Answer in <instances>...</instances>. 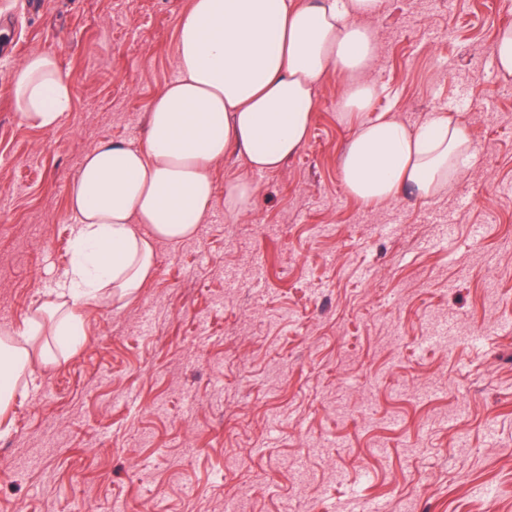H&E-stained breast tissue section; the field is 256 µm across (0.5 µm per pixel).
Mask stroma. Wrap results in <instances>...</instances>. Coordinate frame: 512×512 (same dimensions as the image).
I'll use <instances>...</instances> for the list:
<instances>
[{
	"instance_id": "1",
	"label": "stroma",
	"mask_w": 512,
	"mask_h": 512,
	"mask_svg": "<svg viewBox=\"0 0 512 512\" xmlns=\"http://www.w3.org/2000/svg\"><path fill=\"white\" fill-rule=\"evenodd\" d=\"M189 0H0V44L50 52L71 105L46 130L4 95L0 64V332L45 300L72 259L69 189L88 152L143 142L176 77ZM376 111L471 124V170L444 197H350L340 82L276 172L220 162L209 220L159 245L129 304L83 311L77 350L26 376L6 414L14 459L0 512H512V76L495 63L512 0H384ZM250 175L228 218L226 180ZM140 451L130 471L128 449ZM257 188L249 180L238 178L224 183V208L227 215H238L251 210Z\"/></svg>"
}]
</instances>
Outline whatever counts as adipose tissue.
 I'll use <instances>...</instances> for the list:
<instances>
[{
  "instance_id": "adipose-tissue-1",
  "label": "adipose tissue",
  "mask_w": 512,
  "mask_h": 512,
  "mask_svg": "<svg viewBox=\"0 0 512 512\" xmlns=\"http://www.w3.org/2000/svg\"><path fill=\"white\" fill-rule=\"evenodd\" d=\"M383 0H190L177 29V75L148 107L143 143L106 142L86 155L70 187L75 261L26 317L18 345L0 343V412L12 384L49 348L24 340L37 317L61 341L81 333L82 306L134 299L154 276L155 248L193 237L205 223L213 169L229 155L256 172L281 168L308 139L317 94L330 73L342 83L341 123L351 125L340 178L358 201L390 205L404 194H448L473 155L468 123L432 112L417 125L373 114L378 43L364 21ZM23 120L54 128L70 104L56 55L33 53L8 89Z\"/></svg>"
}]
</instances>
